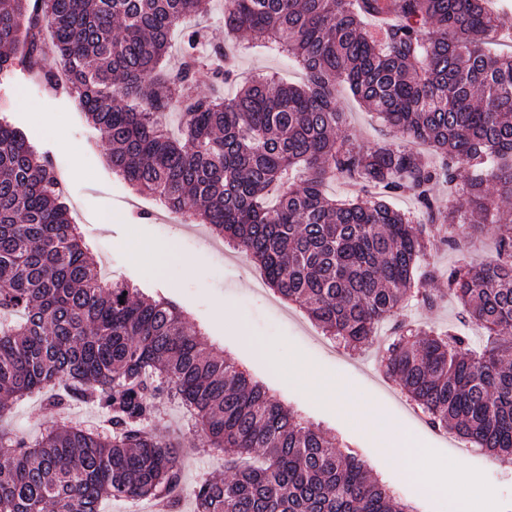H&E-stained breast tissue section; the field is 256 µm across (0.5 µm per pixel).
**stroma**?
<instances>
[{"label":"stroma","mask_w":512,"mask_h":512,"mask_svg":"<svg viewBox=\"0 0 512 512\" xmlns=\"http://www.w3.org/2000/svg\"><path fill=\"white\" fill-rule=\"evenodd\" d=\"M237 70L244 76L263 73L301 80L287 54L257 44L241 54ZM336 96L346 114L349 139L366 148L389 139L388 129L347 90L337 88ZM0 119L22 127L37 150L49 155L67 205L88 226L85 240L99 263L110 265L114 277L132 279L145 293L180 304L190 327L299 414L349 443L372 474L414 512H453L457 500L468 512H512V465L454 447L426 421L407 414L377 371L371 352L341 356L323 346L320 329L302 309L263 286L254 263L220 254L204 225L160 222L157 201L135 194L113 175L106 147L86 123L77 100L56 94L20 67L0 77ZM267 346L273 347L272 356L264 355ZM303 366L322 378L345 380L346 401L300 385L294 373ZM369 416L400 431L429 462L421 478H411L404 461L387 459L390 442L366 427ZM55 418L35 396L16 406L9 426L34 436ZM180 421L176 405L163 406L159 427L179 436L186 483L204 472H223V459L200 454V436L179 435Z\"/></svg>","instance_id":"35a3bbf8"}]
</instances>
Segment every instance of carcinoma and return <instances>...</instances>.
I'll return each mask as SVG.
<instances>
[{
    "mask_svg": "<svg viewBox=\"0 0 512 512\" xmlns=\"http://www.w3.org/2000/svg\"><path fill=\"white\" fill-rule=\"evenodd\" d=\"M488 0H224V31L293 57L300 85L245 82L233 98L196 92L200 30L167 63L171 34L208 13L205 0H0V74L21 61L42 71V30L67 73L68 94L107 146L112 171L191 223L235 245L279 297L348 350L395 320L382 366L427 423L512 460V54L489 46L505 18ZM242 44L211 49L235 75ZM395 137L426 145L362 148L344 125L336 81ZM177 131L167 129L171 109ZM340 176L362 195L336 201ZM446 184L460 199L437 193ZM410 193L432 229L391 200ZM496 258L417 279L429 246L461 251L487 225ZM479 348L455 327L399 319L445 296ZM34 394L56 422L32 440L1 426ZM179 405L183 428L224 477L188 486L180 448L157 427ZM92 404L103 429L69 415ZM413 512L370 476L358 452L305 422L260 381L186 327L175 303L128 280H104L48 156L0 121V512H100L107 499L147 498L163 512Z\"/></svg>",
    "mask_w": 512,
    "mask_h": 512,
    "instance_id": "1",
    "label": "carcinoma"
}]
</instances>
